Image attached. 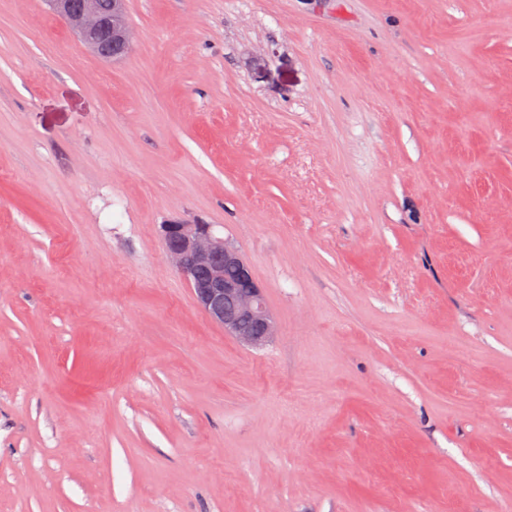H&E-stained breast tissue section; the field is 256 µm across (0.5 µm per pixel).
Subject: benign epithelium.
<instances>
[{
  "instance_id": "benign-epithelium-1",
  "label": "benign epithelium",
  "mask_w": 512,
  "mask_h": 512,
  "mask_svg": "<svg viewBox=\"0 0 512 512\" xmlns=\"http://www.w3.org/2000/svg\"><path fill=\"white\" fill-rule=\"evenodd\" d=\"M100 58L127 56L133 41L126 23V0H112L110 14L99 12L96 0H45ZM168 257L188 281L199 307L241 344L260 347L277 335L262 287L240 253L217 236L210 224L173 221L162 225ZM239 270L235 280L224 279V266ZM253 322L249 336L239 335V320Z\"/></svg>"
}]
</instances>
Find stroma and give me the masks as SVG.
I'll use <instances>...</instances> for the list:
<instances>
[{"mask_svg": "<svg viewBox=\"0 0 512 512\" xmlns=\"http://www.w3.org/2000/svg\"><path fill=\"white\" fill-rule=\"evenodd\" d=\"M126 8L0 0V512H512V0ZM45 2L70 24L98 57L120 59L132 50V34L125 20L126 0H112V10L108 15L99 12L95 0ZM163 242L168 257L188 281L199 307L221 324L224 331L241 344L260 347L277 335L276 321L270 314L262 287L240 253L217 236L210 224L173 221L162 225ZM234 265L233 267H224ZM225 278V279H224ZM232 302L234 312L226 305ZM248 319L241 324L239 320ZM251 334V335H249ZM249 335V336H245Z\"/></svg>", "mask_w": 512, "mask_h": 512, "instance_id": "obj_1", "label": "stroma"}]
</instances>
